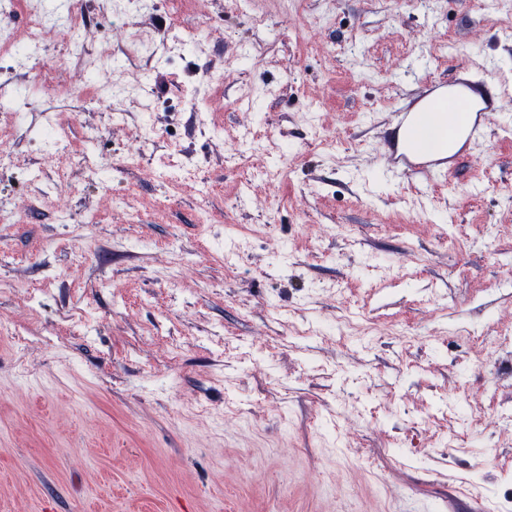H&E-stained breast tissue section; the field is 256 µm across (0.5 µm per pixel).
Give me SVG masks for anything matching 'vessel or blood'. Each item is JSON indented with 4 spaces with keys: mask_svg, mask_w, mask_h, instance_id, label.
Here are the masks:
<instances>
[{
    "mask_svg": "<svg viewBox=\"0 0 512 512\" xmlns=\"http://www.w3.org/2000/svg\"><path fill=\"white\" fill-rule=\"evenodd\" d=\"M505 96V89L487 78L484 67L480 65L460 68L445 80L420 84L403 97L389 120L390 125L403 134L401 151L391 159L393 169L406 177L415 188L437 184L445 174L444 169L439 168L428 153L419 150L415 142V134L425 113L436 111L439 102L468 98L472 105L479 107L482 117L474 123L459 126L457 132L473 145L484 135L486 115L500 111Z\"/></svg>",
    "mask_w": 512,
    "mask_h": 512,
    "instance_id": "obj_1",
    "label": "vessel or blood"
}]
</instances>
